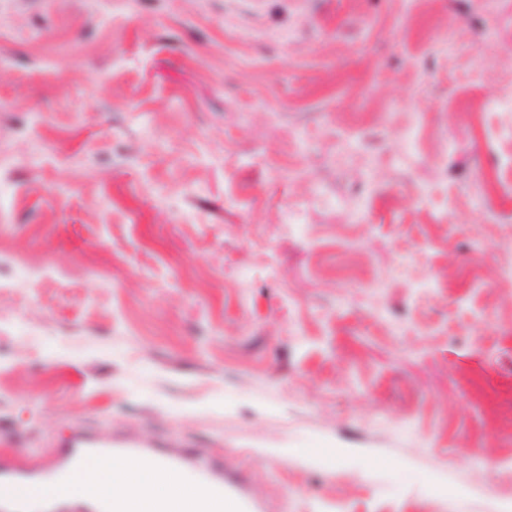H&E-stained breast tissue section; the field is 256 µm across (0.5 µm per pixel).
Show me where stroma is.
I'll return each instance as SVG.
<instances>
[{"mask_svg":"<svg viewBox=\"0 0 512 512\" xmlns=\"http://www.w3.org/2000/svg\"><path fill=\"white\" fill-rule=\"evenodd\" d=\"M511 75L512 0H0V459L511 504Z\"/></svg>","mask_w":512,"mask_h":512,"instance_id":"35a3bbf8","label":"stroma"}]
</instances>
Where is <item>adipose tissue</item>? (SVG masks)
I'll return each instance as SVG.
<instances>
[{
	"label": "adipose tissue",
	"instance_id": "ef3b65f1",
	"mask_svg": "<svg viewBox=\"0 0 512 512\" xmlns=\"http://www.w3.org/2000/svg\"><path fill=\"white\" fill-rule=\"evenodd\" d=\"M111 497L113 512H209L210 495L202 484L178 470L160 469L146 460L115 458L77 475L68 492L82 490Z\"/></svg>",
	"mask_w": 512,
	"mask_h": 512
}]
</instances>
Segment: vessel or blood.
Instances as JSON below:
<instances>
[{
  "label": "vessel or blood",
  "mask_w": 512,
  "mask_h": 512,
  "mask_svg": "<svg viewBox=\"0 0 512 512\" xmlns=\"http://www.w3.org/2000/svg\"><path fill=\"white\" fill-rule=\"evenodd\" d=\"M110 443L76 435L62 442L40 473L19 470L0 460V512H113L111 498L94 493L34 501L28 488L53 482L114 456Z\"/></svg>",
  "instance_id": "obj_1"
}]
</instances>
